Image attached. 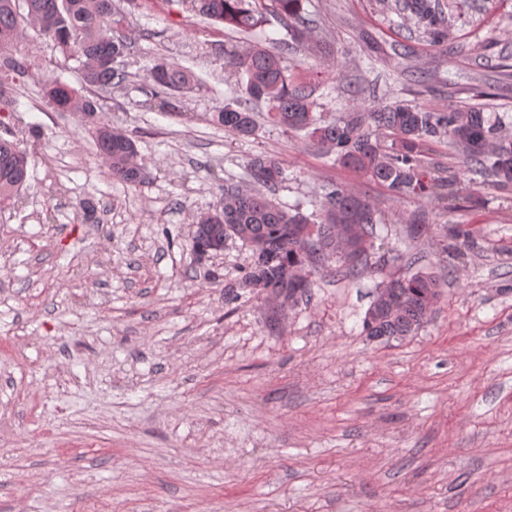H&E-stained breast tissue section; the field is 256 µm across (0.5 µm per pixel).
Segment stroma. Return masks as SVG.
Instances as JSON below:
<instances>
[{
	"label": "stroma",
	"instance_id": "35a3bbf8",
	"mask_svg": "<svg viewBox=\"0 0 512 512\" xmlns=\"http://www.w3.org/2000/svg\"><path fill=\"white\" fill-rule=\"evenodd\" d=\"M114 2L126 79L96 97L135 140L144 183L113 180L91 120L49 104L45 78L78 77L49 39L22 43L32 75L0 114L35 150L17 205L0 209V512H512V187L437 143L444 199L396 198L268 123L265 103L254 137L211 121L239 92L228 51L251 42L282 53L325 118L356 89L443 111L482 87L487 116L512 129V0H456L441 47L394 0H305L299 41L273 19L240 35L187 0ZM159 59L201 87L153 95ZM256 154L284 169L273 198L311 221L336 185L378 206L370 272L311 268L309 299L281 311L261 295L225 302L252 253L231 239L198 258L195 220L221 185L253 188ZM391 245L441 297L416 334L372 340L362 320Z\"/></svg>",
	"mask_w": 512,
	"mask_h": 512
}]
</instances>
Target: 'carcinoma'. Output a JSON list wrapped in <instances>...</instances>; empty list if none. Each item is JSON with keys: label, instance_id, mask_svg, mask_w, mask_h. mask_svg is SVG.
Instances as JSON below:
<instances>
[{"label": "carcinoma", "instance_id": "1", "mask_svg": "<svg viewBox=\"0 0 512 512\" xmlns=\"http://www.w3.org/2000/svg\"><path fill=\"white\" fill-rule=\"evenodd\" d=\"M271 13L293 37L304 34L303 0H190L199 15L248 33L264 20L265 2ZM398 13L412 20L430 43L448 40L451 14L442 0H395ZM123 15L113 0H0V101L10 104L5 86L25 82L31 63L16 56L27 28L54 42L60 52L78 62V84L53 78L45 84L49 103L60 112H78L93 119L100 111L98 100L85 95L91 89L107 91L121 83L125 74L108 65L117 62L128 48L119 31ZM232 60L240 74V92L249 100L267 104L269 123L304 134V138L328 151L336 161L370 181L384 186L391 195L441 198L437 190L445 179L425 166V150L445 142L472 165L489 168L503 186L512 184V134L485 115L480 104L439 111L421 105L395 102L367 105L355 102L336 118L326 121L303 78L288 73L281 57L260 45L234 52ZM154 88L169 95L199 85L191 70L166 59L150 71ZM213 122L242 139L256 135L254 113L240 101H227L213 115ZM97 151L113 178L136 185L146 178L137 164L136 142L119 129L105 124L95 127ZM31 158L27 148L0 122V205L9 206L27 182ZM255 183L271 190L282 181L283 167L273 158L256 155L249 160ZM323 218L317 232H304L308 220L292 214L260 191L224 186L219 211L223 220L208 215L197 218L192 247H209L238 238L252 251V263L234 283L225 284L230 301L249 288L270 297L299 299L310 283L299 281L298 270L307 264H325L335 252L343 254L336 273L347 277L364 272L369 251L374 249L376 225L381 215L369 201L342 187L325 193ZM379 287L385 298L374 295L365 313L363 328L372 339L404 338L428 319L441 295V285L432 275L390 274Z\"/></svg>", "mask_w": 512, "mask_h": 512}]
</instances>
